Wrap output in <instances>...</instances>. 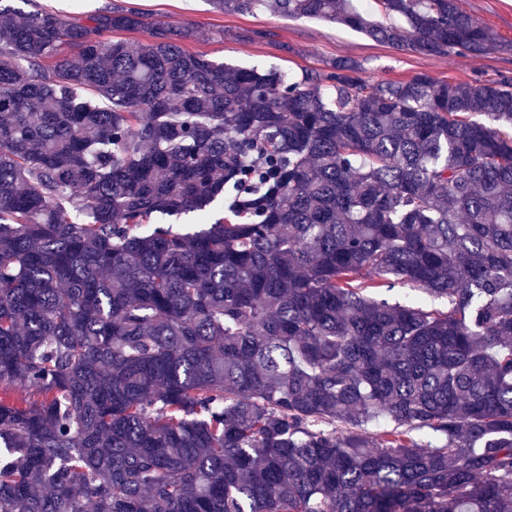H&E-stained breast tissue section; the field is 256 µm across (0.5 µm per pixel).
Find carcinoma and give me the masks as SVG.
<instances>
[{
    "label": "carcinoma",
    "instance_id": "obj_1",
    "mask_svg": "<svg viewBox=\"0 0 512 512\" xmlns=\"http://www.w3.org/2000/svg\"><path fill=\"white\" fill-rule=\"evenodd\" d=\"M208 2L496 44L458 0ZM144 27L0 0V512H512V81Z\"/></svg>",
    "mask_w": 512,
    "mask_h": 512
}]
</instances>
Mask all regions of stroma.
<instances>
[{
    "mask_svg": "<svg viewBox=\"0 0 512 512\" xmlns=\"http://www.w3.org/2000/svg\"><path fill=\"white\" fill-rule=\"evenodd\" d=\"M39 8L71 20L108 7L133 6L147 23L190 27L197 39L187 51L231 65L274 67L289 77L302 70L323 71L336 60L356 63L363 76L406 81L419 74L438 80H512V0H460L461 8L497 36L496 46L480 56L456 52L424 56L377 42L364 33L319 19L291 20L264 11L255 15L215 12L207 0H35Z\"/></svg>",
    "mask_w": 512,
    "mask_h": 512,
    "instance_id": "obj_1",
    "label": "stroma"
}]
</instances>
